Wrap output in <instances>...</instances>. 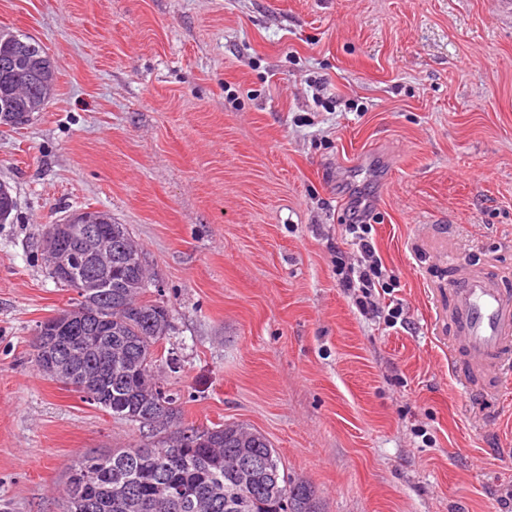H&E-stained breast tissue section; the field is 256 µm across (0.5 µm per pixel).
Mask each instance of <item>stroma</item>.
I'll return each instance as SVG.
<instances>
[{
	"label": "stroma",
	"instance_id": "35a3bbf8",
	"mask_svg": "<svg viewBox=\"0 0 512 512\" xmlns=\"http://www.w3.org/2000/svg\"><path fill=\"white\" fill-rule=\"evenodd\" d=\"M57 90L0 128V512H60L69 466L137 426L30 361L69 305L42 229L126 225L172 315L183 426L264 435L323 512H512V374L455 381L460 265L512 289L507 0H0ZM360 211L402 323L338 260Z\"/></svg>",
	"mask_w": 512,
	"mask_h": 512
}]
</instances>
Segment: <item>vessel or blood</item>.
<instances>
[{
    "mask_svg": "<svg viewBox=\"0 0 512 512\" xmlns=\"http://www.w3.org/2000/svg\"><path fill=\"white\" fill-rule=\"evenodd\" d=\"M456 345L468 358V367L485 373L512 370V292L488 274L470 271L453 290Z\"/></svg>",
    "mask_w": 512,
    "mask_h": 512,
    "instance_id": "vessel-or-blood-1",
    "label": "vessel or blood"
}]
</instances>
